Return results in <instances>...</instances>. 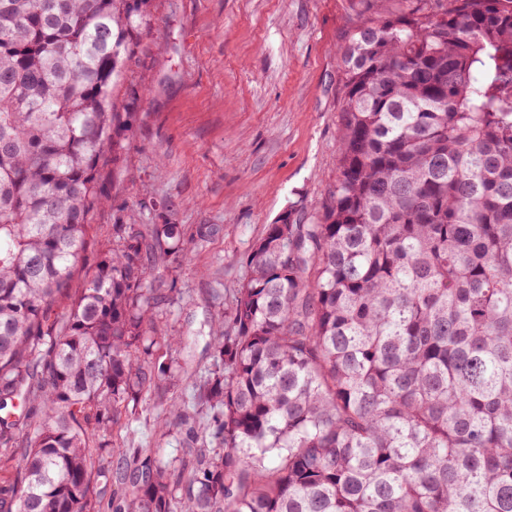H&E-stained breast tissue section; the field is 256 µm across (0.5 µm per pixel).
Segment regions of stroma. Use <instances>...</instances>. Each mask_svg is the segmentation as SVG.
<instances>
[{"label":"stroma","instance_id":"stroma-1","mask_svg":"<svg viewBox=\"0 0 512 512\" xmlns=\"http://www.w3.org/2000/svg\"><path fill=\"white\" fill-rule=\"evenodd\" d=\"M396 0H153L116 94L130 120L126 154L92 235L115 224H183L185 258L166 273L161 332L184 339L162 396L97 442L157 448L170 460L208 447L154 421L191 401L214 363L211 328L247 276L267 224L321 209L336 178L341 67L337 48Z\"/></svg>","mask_w":512,"mask_h":512}]
</instances>
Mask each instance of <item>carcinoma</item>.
Listing matches in <instances>:
<instances>
[{
    "mask_svg": "<svg viewBox=\"0 0 512 512\" xmlns=\"http://www.w3.org/2000/svg\"><path fill=\"white\" fill-rule=\"evenodd\" d=\"M152 2L0 0V512H512V0H403L345 36L322 212L265 226L215 370L158 419L214 447L114 448L98 499L89 417L133 415L181 345L144 254L163 283L187 228L90 235Z\"/></svg>",
    "mask_w": 512,
    "mask_h": 512,
    "instance_id": "carcinoma-1",
    "label": "carcinoma"
}]
</instances>
